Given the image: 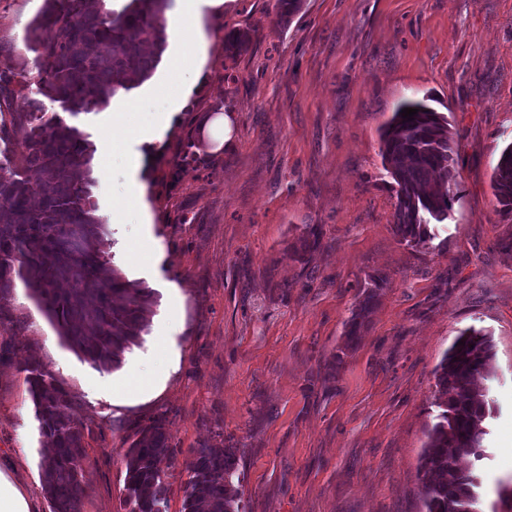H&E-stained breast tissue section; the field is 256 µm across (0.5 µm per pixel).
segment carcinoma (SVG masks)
Instances as JSON below:
<instances>
[{
    "label": "carcinoma",
    "instance_id": "obj_1",
    "mask_svg": "<svg viewBox=\"0 0 512 512\" xmlns=\"http://www.w3.org/2000/svg\"><path fill=\"white\" fill-rule=\"evenodd\" d=\"M168 2L126 0L116 10L105 8L103 0H44L25 35L35 54L40 99L25 93L27 72L0 63V300L22 284L67 346L98 370L121 366L125 351L148 329L156 300L151 289L111 265L107 225L91 199L94 148L46 102L77 116L148 79L166 47ZM302 3L275 0L278 23H288ZM257 32L225 34L226 57L245 49ZM405 108L418 113L407 120ZM455 145L448 117L423 101L400 104L381 129L383 169L396 188L394 232L409 246H426L448 221ZM492 188L500 214L511 216L512 144L500 154ZM374 297L364 291L348 336L357 334ZM493 359L491 336L470 327L435 370L433 405L439 412L425 432L423 512H475V476L463 461L480 457L490 411L475 379L491 374ZM23 371L38 433L51 445L40 458L45 493L55 512H80L86 451L73 396L40 361L26 362ZM133 436L125 453L128 512H165V421L157 417L139 425ZM188 472L183 512H243L234 485L241 481L236 449L203 446Z\"/></svg>",
    "mask_w": 512,
    "mask_h": 512
}]
</instances>
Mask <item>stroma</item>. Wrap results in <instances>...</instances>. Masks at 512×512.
<instances>
[{
  "label": "stroma",
  "instance_id": "obj_1",
  "mask_svg": "<svg viewBox=\"0 0 512 512\" xmlns=\"http://www.w3.org/2000/svg\"><path fill=\"white\" fill-rule=\"evenodd\" d=\"M274 0H224L209 19L207 87L177 113L161 155L136 177L141 215L109 224L115 268L153 289L151 325L123 369L162 368L154 338L180 348L167 387L146 403L113 399L91 367L15 288L0 301V466L52 512L39 467L34 405L22 366L39 358L75 398L86 495L81 512H124V455L136 424L166 418L167 512H182L197 448H233L245 512H421L419 464L435 369L459 331L492 336L482 384L485 422L477 512H512V219L496 210L491 175L512 143V0H303L288 26ZM43 0H0V60L36 78L24 42ZM257 29L235 58L224 35ZM188 43L163 51L123 109L148 111L168 74L186 72ZM457 136V194L431 243L393 230L392 180L379 128L426 96ZM233 134L217 151L203 116ZM194 161L175 165L185 148ZM150 239L154 263L129 246ZM376 297L356 336L364 287Z\"/></svg>",
  "mask_w": 512,
  "mask_h": 512
}]
</instances>
